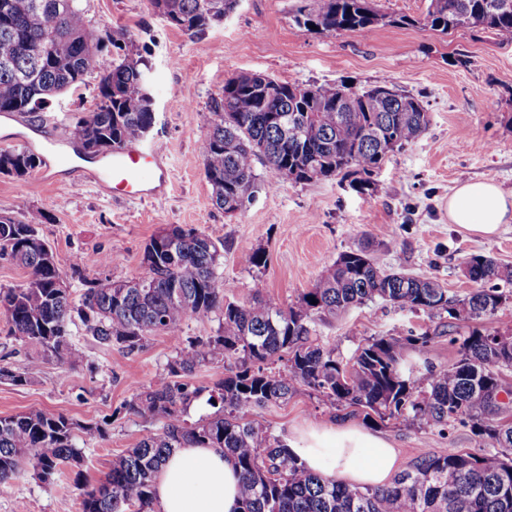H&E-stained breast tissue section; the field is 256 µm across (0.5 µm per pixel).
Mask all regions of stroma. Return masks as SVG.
I'll use <instances>...</instances> for the list:
<instances>
[{"mask_svg": "<svg viewBox=\"0 0 512 512\" xmlns=\"http://www.w3.org/2000/svg\"><path fill=\"white\" fill-rule=\"evenodd\" d=\"M311 2L239 0L223 23L190 34L156 14L148 0H84L94 28L125 32V53L150 67L156 121L149 137L165 148L169 185L163 196L129 201L73 175L37 170L22 179L0 175V213L35 224L73 297H80L87 280L141 276L146 243L172 225L223 241L218 274L225 295L241 302L251 298L260 279L269 295L285 305L294 303L365 237L374 244L378 266L439 279L459 297L473 288L461 271L465 258L490 255L512 265V223L486 240L448 221V197L460 183L491 179L512 194V44L476 29L443 34L391 24L367 35L321 33L296 21L299 8ZM241 72L291 84L343 83L357 90L388 81L423 104L430 124L423 136L386 160L362 193L338 177L295 183L256 163L264 190L244 210L229 215L212 199L199 145L213 118V100L225 80ZM97 100L98 80L91 77L78 91L52 100L44 120L24 118L9 129L32 127L63 141L72 117ZM259 251L267 256L261 269L253 262ZM78 254H107L111 261L76 270L71 260ZM220 322L216 314L187 320L179 339L158 332L133 353L101 346L77 326L72 342L80 358L62 365L42 361L7 338L0 314V366L28 377L23 386L0 380V416L46 409L81 424L101 425L102 435L77 442L81 468L88 482H96L112 460L157 426L154 419L125 410L134 388L166 375L180 342L215 335ZM429 324L426 315L375 302L316 323L315 330L348 356L367 337ZM254 419L276 435L307 424L349 421L345 410L319 406L303 386L287 403L257 410ZM370 430L396 448L400 471L420 457L482 446L459 425L442 433L385 422ZM72 478L68 469L46 484L25 471L0 484V512H82Z\"/></svg>", "mask_w": 512, "mask_h": 512, "instance_id": "1", "label": "stroma"}]
</instances>
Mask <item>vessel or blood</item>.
<instances>
[{"instance_id":"vessel-or-blood-1","label":"vessel or blood","mask_w":512,"mask_h":512,"mask_svg":"<svg viewBox=\"0 0 512 512\" xmlns=\"http://www.w3.org/2000/svg\"><path fill=\"white\" fill-rule=\"evenodd\" d=\"M39 146L47 170L70 167L109 194L118 191L128 199H146L164 194L169 184L163 149L154 142L128 143L105 160H88L77 150H62L50 137L43 138Z\"/></svg>"}]
</instances>
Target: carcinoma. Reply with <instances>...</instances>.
Returning a JSON list of instances; mask_svg holds the SVG:
<instances>
[{
    "instance_id": "carcinoma-1",
    "label": "carcinoma",
    "mask_w": 512,
    "mask_h": 512,
    "mask_svg": "<svg viewBox=\"0 0 512 512\" xmlns=\"http://www.w3.org/2000/svg\"><path fill=\"white\" fill-rule=\"evenodd\" d=\"M0 0V114L40 119L47 101L99 78L97 110L75 118L70 136L109 145L130 140L155 122L143 96L147 64L113 55L100 42L123 49L126 34L93 36L83 0ZM170 24L191 34L233 11L238 0H149ZM297 23L326 33H369L383 20L422 25L442 33L460 28L489 31L512 42V0H429L422 19L386 18L372 0H315ZM391 83L348 95L345 85L290 84L263 74L238 73L224 81L200 153L215 205L230 214L252 201L260 186L255 160L296 183L351 176L362 193L388 156L421 137L429 119L421 102L390 92ZM42 165L30 149H0V174L23 178ZM224 243L194 228L170 226L153 235L143 253L142 276L86 281L80 303L59 285L56 265L34 225L0 214V259L27 270L24 284L0 292L8 335L38 350L42 360L73 364L79 357L72 326L81 323L99 344L130 352L155 332L176 334L190 318L220 314L214 336L178 349L167 374L135 389L125 409L160 427L112 461L88 485L76 433L92 438L97 424L79 425L61 413L30 410L0 417V483L26 465L43 483L61 466L77 468L73 486L82 512H154V476L165 457L185 445H217L241 473L240 512H512V422L504 421L501 372L512 369V333L461 322L512 321V266L482 254L464 262L476 288L463 298L432 278L378 267L369 247L340 254L295 304L283 306L257 280L247 302L224 299L218 267ZM440 322L370 336L346 359L334 344L312 336L316 322L375 301ZM450 322H443V318ZM438 336L457 347V359L435 371L411 355ZM234 360L238 370L211 387L180 378L202 364ZM309 388L318 403L352 409L369 422L405 427L459 424L490 445L477 452L424 457L381 487L331 481L308 471L275 435L245 420L258 409ZM212 412L190 424L187 408L202 395Z\"/></svg>"
}]
</instances>
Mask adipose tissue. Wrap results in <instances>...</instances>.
Here are the masks:
<instances>
[{"label": "adipose tissue", "instance_id": "adipose-tissue-1", "mask_svg": "<svg viewBox=\"0 0 512 512\" xmlns=\"http://www.w3.org/2000/svg\"><path fill=\"white\" fill-rule=\"evenodd\" d=\"M448 221L485 239L512 223V195L491 179L459 185L448 197ZM288 444L315 473L362 486L385 485L397 452L384 437L356 424L310 426ZM240 472L215 446L175 449L154 479L157 512H238Z\"/></svg>", "mask_w": 512, "mask_h": 512}]
</instances>
